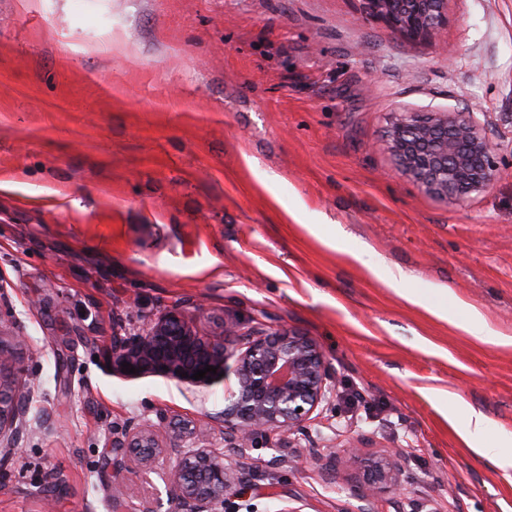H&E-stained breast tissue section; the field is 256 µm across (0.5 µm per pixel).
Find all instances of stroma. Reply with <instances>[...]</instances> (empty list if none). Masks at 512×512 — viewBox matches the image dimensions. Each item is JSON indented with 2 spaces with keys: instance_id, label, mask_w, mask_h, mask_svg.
Masks as SVG:
<instances>
[{
  "instance_id": "stroma-1",
  "label": "stroma",
  "mask_w": 512,
  "mask_h": 512,
  "mask_svg": "<svg viewBox=\"0 0 512 512\" xmlns=\"http://www.w3.org/2000/svg\"><path fill=\"white\" fill-rule=\"evenodd\" d=\"M467 105L505 171L451 203L396 173L384 132ZM174 307L208 339L237 320L316 341L336 411L301 447L358 432L402 449L404 497L512 512V468L478 453L512 449V0H448L420 41L361 0H0V334L36 420L0 460V512L156 497L113 471V433L206 420L225 385L126 378L107 352ZM292 456L247 449L258 512L279 487L364 507L356 468Z\"/></svg>"
}]
</instances>
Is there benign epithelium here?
Listing matches in <instances>:
<instances>
[{"label":"benign epithelium","mask_w":512,"mask_h":512,"mask_svg":"<svg viewBox=\"0 0 512 512\" xmlns=\"http://www.w3.org/2000/svg\"><path fill=\"white\" fill-rule=\"evenodd\" d=\"M363 13L383 21L409 40L428 37L448 19V0H362ZM396 171L438 198L462 202L487 191L502 174L498 147L485 136L470 107L445 112H402L386 130ZM234 358V386L224 394V411L206 423L179 426L164 414L131 421L112 437V468L133 461L145 479L158 474L169 512H257L253 471L239 458L257 440L291 448L314 416L332 409L336 376L318 344L295 331L224 323L220 337L206 340L181 310L149 319L135 332L112 337V369L126 374L160 373L195 386L225 378ZM17 356L0 335V450L9 455L29 426L24 403L31 389L8 374ZM216 373L192 378L206 366ZM221 442H214L215 432ZM397 453L364 461V499L401 489Z\"/></svg>","instance_id":"obj_1"}]
</instances>
